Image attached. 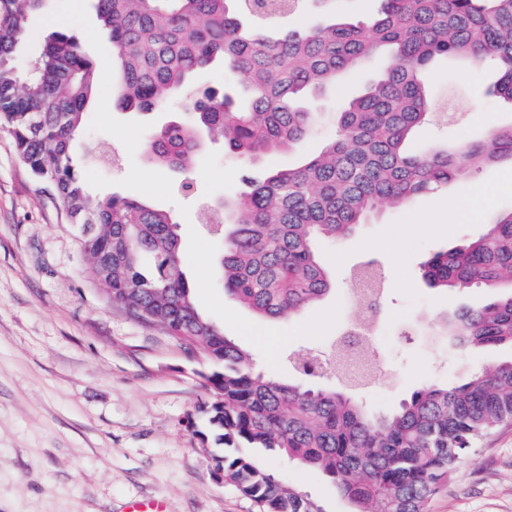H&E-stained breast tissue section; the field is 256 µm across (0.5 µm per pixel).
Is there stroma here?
<instances>
[{
  "label": "stroma",
  "mask_w": 512,
  "mask_h": 512,
  "mask_svg": "<svg viewBox=\"0 0 512 512\" xmlns=\"http://www.w3.org/2000/svg\"><path fill=\"white\" fill-rule=\"evenodd\" d=\"M57 18L97 69L109 67L94 0H50L34 14L22 41L23 64L39 58ZM388 64L377 56L348 73L319 103L317 127L301 152L268 156L264 167L295 164L302 152L325 143L335 132L332 112ZM112 79L94 95L80 136L78 162L88 187L174 213L197 308L249 351L255 371L336 388L343 382L337 372L310 377L293 360L330 346L357 319L371 323L378 366L361 392L381 411L397 407L424 381L464 378L512 358L508 346L456 351L433 335L431 322L460 305L482 304L489 294L476 286L438 292L419 276L434 252L480 235L492 213L512 208L506 167H484L405 207H378L354 235L319 242L330 292L294 316L270 321L225 292L216 271L222 242L198 219L200 206L243 190L246 165L216 143L187 178L148 166L142 146L149 126L115 107L120 71ZM496 79L490 67L438 60L427 76L429 88L454 104L460 118L421 127L416 148L479 141L490 126L512 125V102L484 93ZM475 185L481 200L467 221H459L456 203ZM370 260L383 279L376 310L355 299L354 272ZM266 332L277 338V349L266 346ZM207 370L176 338L108 300L53 188L21 162L12 135L0 128V512H125L131 501L149 496L163 499L168 512H257L250 499L217 479L213 444L200 436L207 423L199 408L216 398L203 378ZM250 454L324 512H348V502L315 471L259 448ZM430 512H512V423L472 449Z\"/></svg>",
  "instance_id": "35a3bbf8"
}]
</instances>
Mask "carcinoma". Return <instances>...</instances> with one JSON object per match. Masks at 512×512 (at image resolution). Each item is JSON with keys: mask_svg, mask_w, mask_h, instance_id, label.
<instances>
[{"mask_svg": "<svg viewBox=\"0 0 512 512\" xmlns=\"http://www.w3.org/2000/svg\"><path fill=\"white\" fill-rule=\"evenodd\" d=\"M45 2L0 0V127L67 208L104 293L214 366L206 380L217 398L205 413L214 445L224 447L214 456L224 481L259 512H323L239 453L262 448L331 479L352 512H429L472 444L512 421V360L459 381L428 380L386 414L354 391L307 389L255 372L250 355L198 311L172 212L115 193L91 195L74 158L98 84L94 61L58 31L34 65L19 66L30 18ZM380 4L367 23L330 15L282 27L268 20L287 8L276 0H95L123 72L119 108L148 113L178 94L194 98L191 112L151 128L145 143L150 162L174 174L199 160L205 135L246 162L291 150L313 132L314 97L375 52L387 53V70L338 108L336 133L318 153L246 179L245 190L221 203L232 216L219 229L224 290L264 318L295 314L331 289L317 241L351 235L378 206H405L488 163L512 164V126L493 129L487 142L407 149L416 128L452 117L426 83L439 57L492 66L493 94L512 101V0ZM216 62L224 64V87L244 86L247 105L214 90L197 96L194 77ZM486 226L421 264L433 289L479 285L491 294L443 322L454 349L512 346V209Z\"/></svg>", "mask_w": 512, "mask_h": 512, "instance_id": "1", "label": "carcinoma"}]
</instances>
